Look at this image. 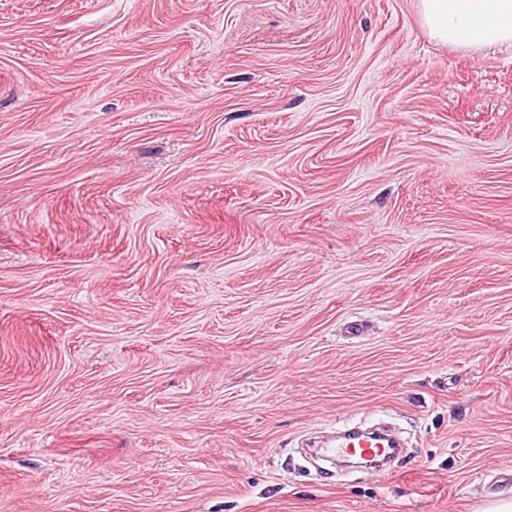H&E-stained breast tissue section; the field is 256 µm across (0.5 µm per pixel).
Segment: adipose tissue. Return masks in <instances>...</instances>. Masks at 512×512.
Listing matches in <instances>:
<instances>
[{"label": "adipose tissue", "instance_id": "ef3b65f1", "mask_svg": "<svg viewBox=\"0 0 512 512\" xmlns=\"http://www.w3.org/2000/svg\"><path fill=\"white\" fill-rule=\"evenodd\" d=\"M420 22L442 44L512 43V0H417Z\"/></svg>", "mask_w": 512, "mask_h": 512}]
</instances>
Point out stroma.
Here are the masks:
<instances>
[{"instance_id":"35a3bbf8","label":"stroma","mask_w":512,"mask_h":512,"mask_svg":"<svg viewBox=\"0 0 512 512\" xmlns=\"http://www.w3.org/2000/svg\"><path fill=\"white\" fill-rule=\"evenodd\" d=\"M351 419L397 476L300 454ZM511 468L512 43L0 0V512H482Z\"/></svg>"}]
</instances>
